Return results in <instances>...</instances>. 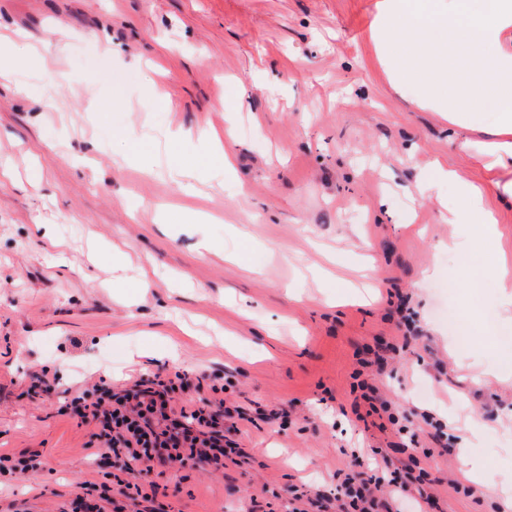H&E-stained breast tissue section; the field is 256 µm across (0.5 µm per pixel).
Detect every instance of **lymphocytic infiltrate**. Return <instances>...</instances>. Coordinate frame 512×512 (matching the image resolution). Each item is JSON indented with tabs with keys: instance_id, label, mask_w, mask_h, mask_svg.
<instances>
[{
	"instance_id": "obj_1",
	"label": "lymphocytic infiltrate",
	"mask_w": 512,
	"mask_h": 512,
	"mask_svg": "<svg viewBox=\"0 0 512 512\" xmlns=\"http://www.w3.org/2000/svg\"><path fill=\"white\" fill-rule=\"evenodd\" d=\"M202 389V378L178 372L121 386L102 379L92 387L67 391L60 413L95 423L96 455L108 460L112 471L110 480L83 483L65 512H127L131 505L138 512H167L155 488L138 482L139 469L179 462L223 470L225 459L238 451L232 436L247 416L240 408L225 406L219 386H212L207 397ZM179 394L188 398L180 407L175 404ZM316 498L325 512H404L409 502L414 512H424L423 497L412 496L405 480L365 471Z\"/></svg>"
}]
</instances>
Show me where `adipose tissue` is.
Instances as JSON below:
<instances>
[{
  "label": "adipose tissue",
  "mask_w": 512,
  "mask_h": 512,
  "mask_svg": "<svg viewBox=\"0 0 512 512\" xmlns=\"http://www.w3.org/2000/svg\"><path fill=\"white\" fill-rule=\"evenodd\" d=\"M371 37L387 79L414 104L447 120L453 142L481 171V184L442 165L423 173L422 196L453 186L444 204L451 224L498 235L489 196L512 205V0H378ZM492 113L477 125L474 116ZM484 140H473V131Z\"/></svg>",
  "instance_id": "ef3b65f1"
}]
</instances>
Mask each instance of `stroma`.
Instances as JSON below:
<instances>
[{"mask_svg":"<svg viewBox=\"0 0 512 512\" xmlns=\"http://www.w3.org/2000/svg\"><path fill=\"white\" fill-rule=\"evenodd\" d=\"M377 2L0 0L20 34L0 48L15 64L0 82V453L42 462L0 477V512H63L102 480L93 426L31 393L37 376L89 387L183 370L275 416L235 435L244 463L143 474L168 512H250L257 495L288 512L289 486L332 489L372 448L419 457L431 512H498L512 492V305L493 270L512 258V207L497 208L498 241L450 248L451 187L413 186L437 161L481 174L446 121L385 79L368 37ZM211 127L234 171L211 159ZM131 150L153 170L123 162ZM115 245L147 290L113 266ZM472 267L480 285L461 288ZM392 344L375 383L398 422L382 431L356 418L353 387ZM465 437L498 482L454 489Z\"/></svg>","mask_w":512,"mask_h":512,"instance_id":"obj_1","label":"stroma"}]
</instances>
